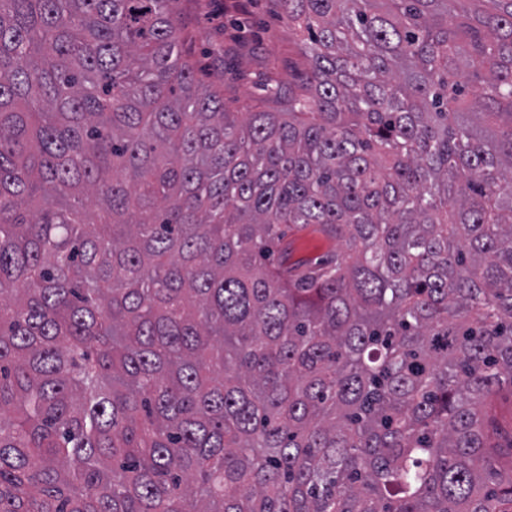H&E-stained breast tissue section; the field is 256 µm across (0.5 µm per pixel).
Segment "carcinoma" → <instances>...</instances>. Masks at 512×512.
<instances>
[{"label":"carcinoma","instance_id":"carcinoma-1","mask_svg":"<svg viewBox=\"0 0 512 512\" xmlns=\"http://www.w3.org/2000/svg\"><path fill=\"white\" fill-rule=\"evenodd\" d=\"M278 2L226 112L172 0H0V512H512V0ZM492 416L493 421L488 428L489 439L493 444L505 448L512 435V395L507 386L497 393Z\"/></svg>","mask_w":512,"mask_h":512}]
</instances>
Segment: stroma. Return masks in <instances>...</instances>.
<instances>
[{
    "mask_svg": "<svg viewBox=\"0 0 512 512\" xmlns=\"http://www.w3.org/2000/svg\"><path fill=\"white\" fill-rule=\"evenodd\" d=\"M198 84L228 112L265 109L266 90L302 68L296 34L273 0H174Z\"/></svg>",
    "mask_w": 512,
    "mask_h": 512,
    "instance_id": "1",
    "label": "stroma"
}]
</instances>
